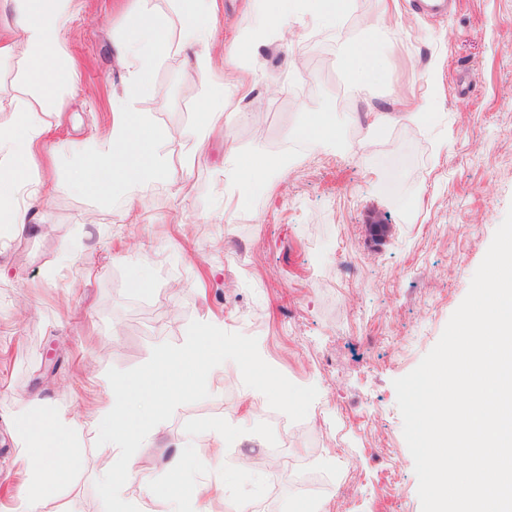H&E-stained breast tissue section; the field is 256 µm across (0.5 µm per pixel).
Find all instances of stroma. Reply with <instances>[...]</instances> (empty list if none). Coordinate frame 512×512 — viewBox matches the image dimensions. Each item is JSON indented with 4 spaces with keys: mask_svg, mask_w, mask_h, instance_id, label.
<instances>
[{
    "mask_svg": "<svg viewBox=\"0 0 512 512\" xmlns=\"http://www.w3.org/2000/svg\"><path fill=\"white\" fill-rule=\"evenodd\" d=\"M129 6L65 0L58 55L72 74L55 100L26 82L20 59L0 61V126L27 101L47 129L37 162L52 166L40 231L17 237L0 226V512H14L25 481L12 421L44 404L73 423L78 448L71 483L45 512H104L95 482L112 455L96 447L95 423L108 369L140 366L155 345L182 344L191 321L214 318L256 337L269 365L319 395L294 423L251 396L240 372L209 381V397L179 406L138 460L128 495L140 512H165L142 480L165 479L164 456L185 442L198 450L190 477L224 487L202 500L203 512H237L244 501L261 512L306 503L421 512L393 382L437 343L512 207V0H459L445 19L400 0L387 33L365 24L376 0H356L336 26L306 16L284 28L269 17L267 39L244 59L253 87L226 136L209 140L182 195L143 185L145 204L133 211L122 197L67 188L87 146L112 133V96L128 79L112 48L130 35ZM150 6L171 42L150 79L169 94L162 105L141 96L127 107L168 131L163 151L178 177L197 148L194 117L207 88L179 45L177 0ZM218 6L214 48L248 40L247 0ZM366 40L383 43L389 82L361 99L345 51ZM410 95L425 101L423 116L371 134L373 112ZM315 108L357 118L316 148L292 136ZM228 137L241 156L286 160L237 211L224 207ZM376 224L385 227L378 237ZM144 263L152 284L140 293L130 283ZM242 416L245 433L235 428ZM220 428L229 434L216 452ZM299 479L314 496L293 493Z\"/></svg>",
    "mask_w": 512,
    "mask_h": 512,
    "instance_id": "stroma-1",
    "label": "stroma"
}]
</instances>
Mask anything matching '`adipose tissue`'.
Wrapping results in <instances>:
<instances>
[{"label":"adipose tissue","instance_id":"1","mask_svg":"<svg viewBox=\"0 0 512 512\" xmlns=\"http://www.w3.org/2000/svg\"><path fill=\"white\" fill-rule=\"evenodd\" d=\"M63 0H12L18 27L17 36L0 39V60L22 56L25 76L43 96H52L66 76L56 65V51L64 38ZM183 17L180 41L183 47L196 49L195 60L203 76L212 72L211 29L216 19V0H179ZM256 23L254 40L266 36V20L277 14L281 21L308 14L339 21L348 0H254ZM170 49L167 34L149 6V0H137L130 35L116 50L118 65L136 60L137 67L128 79L130 88L164 101L163 88L146 82V75ZM251 50L250 45L237 44L224 54V70L230 73L234 96H225L223 88L205 97L196 114L202 133L224 129L235 115L239 98L251 90L247 68L241 62ZM348 61L356 91L386 80L382 51L376 44L365 42L352 46ZM116 120L111 136L92 147L87 163L74 174L70 187L76 191L92 189L99 194L133 190L138 182L170 181L169 165L161 152L166 138L163 127L141 112H130L124 99L113 100ZM17 122L13 127H0V224L23 234L37 227L29 208L18 202V193L28 179L37 144L43 134L27 106H17ZM282 159L254 156L241 158L235 149H228L224 166V193L238 202H246L249 193L267 175L279 169ZM14 427L25 441L22 450L30 484L19 492L20 512H42L47 499L55 495L69 480L76 463L74 431L54 414L44 411L21 416ZM145 493L165 500L166 512H190L203 494H222V486L202 487L196 481L184 480L180 491H173L162 481L144 482Z\"/></svg>","mask_w":512,"mask_h":512}]
</instances>
